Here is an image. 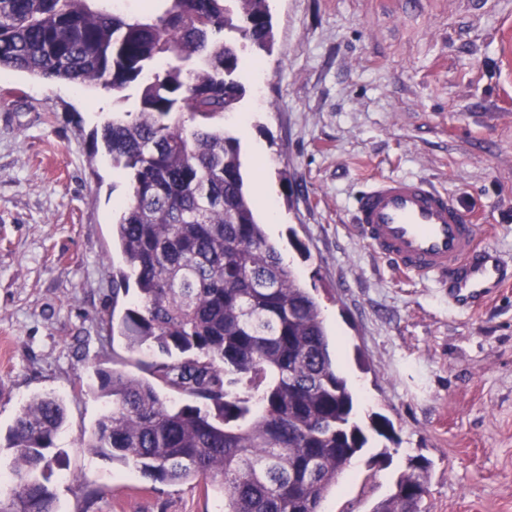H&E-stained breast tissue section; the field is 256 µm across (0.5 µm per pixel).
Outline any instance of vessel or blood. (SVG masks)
I'll return each mask as SVG.
<instances>
[{
  "mask_svg": "<svg viewBox=\"0 0 512 512\" xmlns=\"http://www.w3.org/2000/svg\"><path fill=\"white\" fill-rule=\"evenodd\" d=\"M354 213L377 257L434 280L459 306L477 307L512 284V265L484 243L479 224L424 178L379 177L356 196Z\"/></svg>",
  "mask_w": 512,
  "mask_h": 512,
  "instance_id": "vessel-or-blood-1",
  "label": "vessel or blood"
}]
</instances>
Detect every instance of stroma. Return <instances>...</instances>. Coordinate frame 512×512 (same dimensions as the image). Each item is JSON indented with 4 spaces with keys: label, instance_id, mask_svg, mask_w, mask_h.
Listing matches in <instances>:
<instances>
[{
    "label": "stroma",
    "instance_id": "35a3bbf8",
    "mask_svg": "<svg viewBox=\"0 0 512 512\" xmlns=\"http://www.w3.org/2000/svg\"><path fill=\"white\" fill-rule=\"evenodd\" d=\"M275 45L245 55L238 136L251 194L269 186L268 239L321 307L361 415L394 424L320 512H372L410 455L432 463L426 512H512V287L473 310L399 276L353 227L369 179L421 176L487 225L512 263V0H269ZM98 86L0 70V443L22 405L66 409L48 485L58 512H224V492L159 483L82 448L106 409L99 370L144 376L161 354L112 332L128 187L91 134L132 109ZM261 148L264 159L253 155Z\"/></svg>",
    "mask_w": 512,
    "mask_h": 512
}]
</instances>
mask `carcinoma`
Masks as SVG:
<instances>
[{"mask_svg": "<svg viewBox=\"0 0 512 512\" xmlns=\"http://www.w3.org/2000/svg\"><path fill=\"white\" fill-rule=\"evenodd\" d=\"M95 0H0V68L94 84L129 99L93 135L127 181L113 223L123 267L113 299L136 302L112 322L155 363L140 378L98 372L111 408L83 442L153 482L211 480L224 512H320L338 476L393 423L357 419L330 353L320 305L272 244L241 171L238 138L214 120L238 110L244 51L269 49V0H155L129 17ZM194 402L174 405L159 384ZM65 410L26 402L12 428L8 512H57L46 473ZM431 462L409 458L372 512H422Z\"/></svg>", "mask_w": 512, "mask_h": 512, "instance_id": "carcinoma-1", "label": "carcinoma"}]
</instances>
